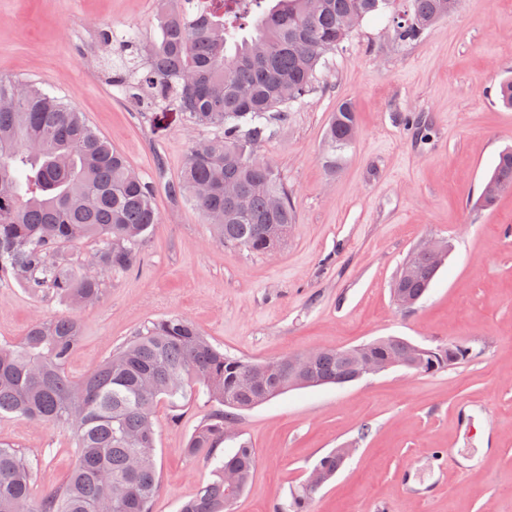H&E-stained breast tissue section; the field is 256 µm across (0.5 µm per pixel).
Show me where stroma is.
<instances>
[{
    "label": "stroma",
    "mask_w": 512,
    "mask_h": 512,
    "mask_svg": "<svg viewBox=\"0 0 512 512\" xmlns=\"http://www.w3.org/2000/svg\"><path fill=\"white\" fill-rule=\"evenodd\" d=\"M158 38L153 0H0V76L37 83L83 112L154 193L158 224L131 270L105 279L79 310L82 340L67 369L83 377L152 322L188 318L221 352L246 361L397 336L425 347L454 343L466 357L426 375L394 368L344 385L291 390L234 414V438L257 467L231 512H274L333 448L354 453L310 512H512V189L478 198L500 152L512 147V0H461L414 42L388 17L365 19L317 72L314 90L254 151L292 193L287 242L254 255L220 244L168 187L191 145L209 137L173 106L115 87L118 43L86 59V31ZM357 137L336 168L324 162L329 119L342 103ZM451 250L410 310L393 282L424 240ZM49 294L0 281V343L68 315ZM213 408L205 401L154 414L160 492L153 512H179L210 478L184 448ZM490 450L477 466V436ZM0 442L38 458L37 488L61 487L75 463L58 427L0 418Z\"/></svg>",
    "instance_id": "obj_1"
}]
</instances>
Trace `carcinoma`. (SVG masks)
Segmentation results:
<instances>
[{
  "instance_id": "1",
  "label": "carcinoma",
  "mask_w": 512,
  "mask_h": 512,
  "mask_svg": "<svg viewBox=\"0 0 512 512\" xmlns=\"http://www.w3.org/2000/svg\"><path fill=\"white\" fill-rule=\"evenodd\" d=\"M157 16L161 37L149 61L121 59L138 70L125 87L140 101L172 102L215 134L192 146L171 192L190 200L226 246L264 254L280 248L294 221L288 186L272 165L253 158L254 147L284 122L311 90L317 67L365 18L391 13L396 35L415 41L461 0H244L230 14L185 11L190 0ZM0 280L12 278L48 291L73 309L96 302L104 277L131 269L158 223L150 185L71 104L34 83L0 77ZM356 115L336 109L326 131L328 166L336 167L354 141ZM489 180L512 189V150L504 151ZM93 241L89 265L71 250ZM399 272L396 301H419L440 266L415 250ZM74 315L47 320L18 342L0 344V417L15 415L61 427L74 441L68 483L39 492L38 459L0 443V512H153L160 486L153 415L159 401L178 407L203 392L207 401L250 409L292 389L336 384L352 375L336 349L318 350L296 371L271 361H243L212 346L185 317L160 319L112 353L91 374L73 379L67 363L81 341ZM374 360L419 358L430 374L466 357L453 347L420 352L404 338L367 343ZM228 413L207 415L184 453L205 455L211 478L180 512H229L228 502L256 467L246 443L226 457ZM317 490H295L275 512H308Z\"/></svg>"
}]
</instances>
